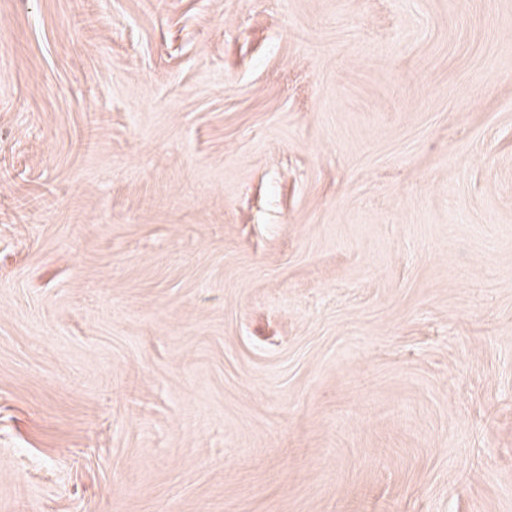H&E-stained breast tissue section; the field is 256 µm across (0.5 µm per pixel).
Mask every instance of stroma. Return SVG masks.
<instances>
[{"label": "stroma", "instance_id": "obj_1", "mask_svg": "<svg viewBox=\"0 0 512 512\" xmlns=\"http://www.w3.org/2000/svg\"><path fill=\"white\" fill-rule=\"evenodd\" d=\"M0 512H512V0H0Z\"/></svg>", "mask_w": 512, "mask_h": 512}]
</instances>
